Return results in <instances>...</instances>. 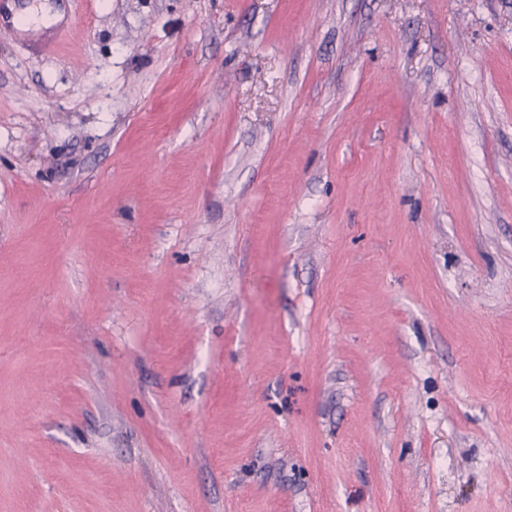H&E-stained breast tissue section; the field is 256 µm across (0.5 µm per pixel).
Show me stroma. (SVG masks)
<instances>
[{
    "label": "stroma",
    "mask_w": 512,
    "mask_h": 512,
    "mask_svg": "<svg viewBox=\"0 0 512 512\" xmlns=\"http://www.w3.org/2000/svg\"><path fill=\"white\" fill-rule=\"evenodd\" d=\"M0 17V512H512V0Z\"/></svg>",
    "instance_id": "obj_1"
}]
</instances>
